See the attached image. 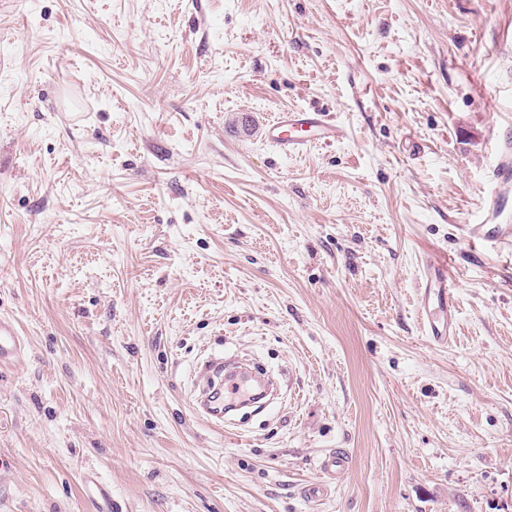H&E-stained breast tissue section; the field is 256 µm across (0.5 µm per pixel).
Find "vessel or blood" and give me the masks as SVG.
Listing matches in <instances>:
<instances>
[{
  "label": "vessel or blood",
  "instance_id": "obj_1",
  "mask_svg": "<svg viewBox=\"0 0 512 512\" xmlns=\"http://www.w3.org/2000/svg\"><path fill=\"white\" fill-rule=\"evenodd\" d=\"M345 129L327 114L308 109L275 113L268 121L264 139L282 156L296 154L316 143L330 144L343 139ZM497 173L500 189L484 205L487 217L483 223L467 227L472 244H488L512 253V198L507 189L512 186V143H503L498 150ZM423 288L418 307L426 336L436 342H449L457 334L458 319L454 302L453 280L448 275L447 261L431 257L423 266ZM24 343L16 323L0 317V363L20 358ZM205 381L196 397L202 414L216 426L224 424V387L237 383L251 388H263L265 381L253 375L245 366L224 362L223 358L206 360L201 368ZM84 488L98 512H112V492L102 483L91 467L81 473Z\"/></svg>",
  "mask_w": 512,
  "mask_h": 512
}]
</instances>
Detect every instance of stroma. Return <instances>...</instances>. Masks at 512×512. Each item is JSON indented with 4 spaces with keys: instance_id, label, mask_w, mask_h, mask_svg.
Wrapping results in <instances>:
<instances>
[{
    "instance_id": "1",
    "label": "stroma",
    "mask_w": 512,
    "mask_h": 512,
    "mask_svg": "<svg viewBox=\"0 0 512 512\" xmlns=\"http://www.w3.org/2000/svg\"><path fill=\"white\" fill-rule=\"evenodd\" d=\"M295 108L346 138L279 156ZM508 139L512 0H0V512H512ZM211 355L279 397L211 424ZM497 173L500 190L483 208L487 213L481 224H467V238L476 244L492 245L512 253V211L508 207V187L512 184V143L505 141L498 150ZM422 277L418 313L425 335L435 342L447 343L456 336L458 328L455 283L448 275V262L429 257ZM24 349L19 327L10 318L0 317V363L19 359ZM84 488L91 491L90 501L96 505L97 512H112V492L100 480L98 472L93 467H86L81 472Z\"/></svg>"
}]
</instances>
